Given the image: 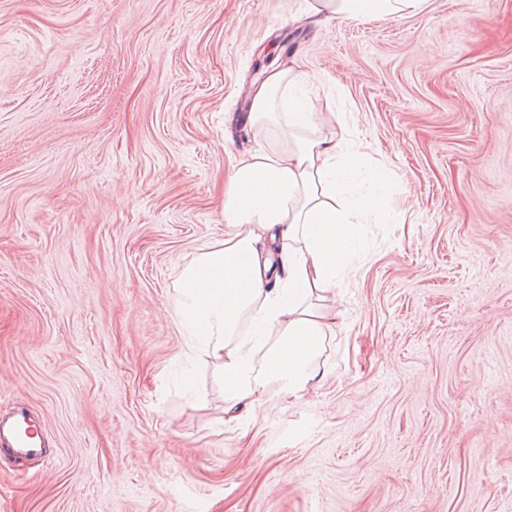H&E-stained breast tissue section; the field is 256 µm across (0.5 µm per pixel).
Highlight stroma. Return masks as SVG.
Segmentation results:
<instances>
[{
    "label": "stroma",
    "mask_w": 512,
    "mask_h": 512,
    "mask_svg": "<svg viewBox=\"0 0 512 512\" xmlns=\"http://www.w3.org/2000/svg\"><path fill=\"white\" fill-rule=\"evenodd\" d=\"M310 0H0V512H512V0L318 20ZM295 52L385 210L326 375L224 419L176 281L263 147L254 59ZM27 418L28 416L24 411L18 412L9 420L0 417V446L6 447L12 454L30 455L41 451V440L39 439V446H37L36 441H31L34 439L33 437L24 431L22 432L21 422L26 425L30 424L26 421Z\"/></svg>",
    "instance_id": "35a3bbf8"
}]
</instances>
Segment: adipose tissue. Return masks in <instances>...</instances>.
<instances>
[{
  "mask_svg": "<svg viewBox=\"0 0 512 512\" xmlns=\"http://www.w3.org/2000/svg\"><path fill=\"white\" fill-rule=\"evenodd\" d=\"M422 2L313 0L310 10L357 20L412 12ZM299 71L288 58L254 90L247 123L281 128L283 144L232 166L224 180V238L200 249L176 288V321L191 354L218 363L230 422L252 413L267 385L299 400L319 384L320 357L336 326L330 295L362 241L360 215L379 211L385 200L382 167L373 189L354 196L350 175L362 154L347 123L318 133V115L295 93ZM243 328L249 336L274 335L263 363L240 338Z\"/></svg>",
  "mask_w": 512,
  "mask_h": 512,
  "instance_id": "1",
  "label": "adipose tissue"
}]
</instances>
